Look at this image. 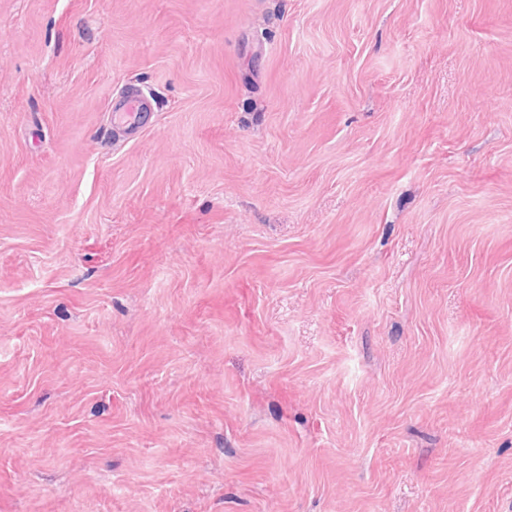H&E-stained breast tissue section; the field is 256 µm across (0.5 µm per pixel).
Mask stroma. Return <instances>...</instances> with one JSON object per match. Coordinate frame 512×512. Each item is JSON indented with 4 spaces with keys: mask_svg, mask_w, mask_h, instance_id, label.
Instances as JSON below:
<instances>
[{
    "mask_svg": "<svg viewBox=\"0 0 512 512\" xmlns=\"http://www.w3.org/2000/svg\"><path fill=\"white\" fill-rule=\"evenodd\" d=\"M0 512H512V0H0ZM145 112L146 104L141 95L136 90L128 91L112 106V129L122 128L133 132Z\"/></svg>",
    "mask_w": 512,
    "mask_h": 512,
    "instance_id": "obj_1",
    "label": "stroma"
}]
</instances>
